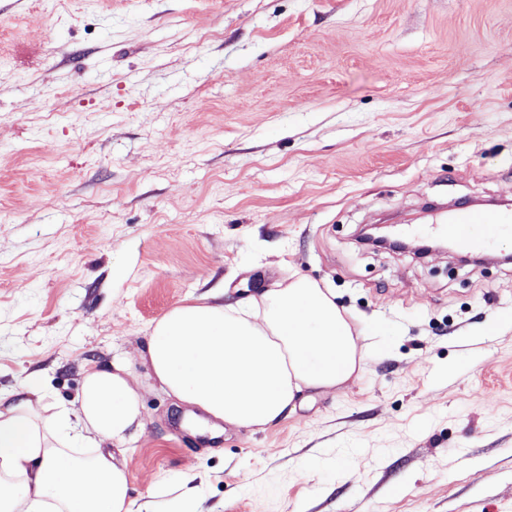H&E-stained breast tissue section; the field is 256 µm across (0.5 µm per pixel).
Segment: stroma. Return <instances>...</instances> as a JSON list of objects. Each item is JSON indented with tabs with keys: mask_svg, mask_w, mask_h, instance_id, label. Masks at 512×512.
<instances>
[{
	"mask_svg": "<svg viewBox=\"0 0 512 512\" xmlns=\"http://www.w3.org/2000/svg\"><path fill=\"white\" fill-rule=\"evenodd\" d=\"M505 199L512 0H0L1 392L297 278L366 355L259 431L144 387L153 512H512V263L357 241Z\"/></svg>",
	"mask_w": 512,
	"mask_h": 512,
	"instance_id": "1",
	"label": "stroma"
}]
</instances>
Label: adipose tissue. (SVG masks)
<instances>
[{
  "label": "adipose tissue",
  "mask_w": 512,
  "mask_h": 512,
  "mask_svg": "<svg viewBox=\"0 0 512 512\" xmlns=\"http://www.w3.org/2000/svg\"><path fill=\"white\" fill-rule=\"evenodd\" d=\"M362 369L348 313L315 281L281 283L235 306L210 295L181 301L136 360L86 368L75 405L55 400L42 379L0 402V512H149L129 497L123 458L145 428L141 379L177 404L256 431ZM79 448L89 456H76Z\"/></svg>",
  "instance_id": "1"
}]
</instances>
